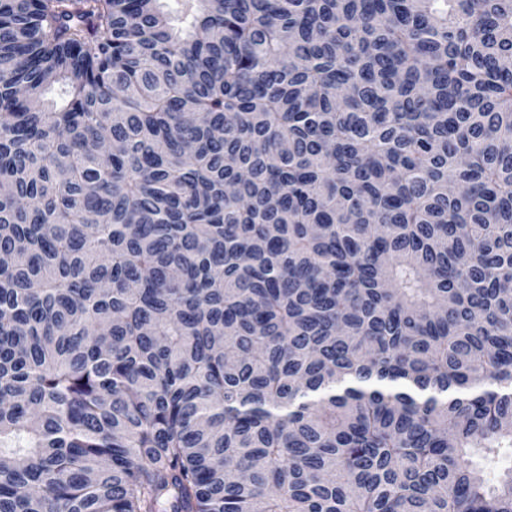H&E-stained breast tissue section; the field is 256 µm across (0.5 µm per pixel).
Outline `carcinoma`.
<instances>
[{
	"instance_id": "cac0c4a2",
	"label": "carcinoma",
	"mask_w": 512,
	"mask_h": 512,
	"mask_svg": "<svg viewBox=\"0 0 512 512\" xmlns=\"http://www.w3.org/2000/svg\"><path fill=\"white\" fill-rule=\"evenodd\" d=\"M0 512H512V0H0Z\"/></svg>"
}]
</instances>
